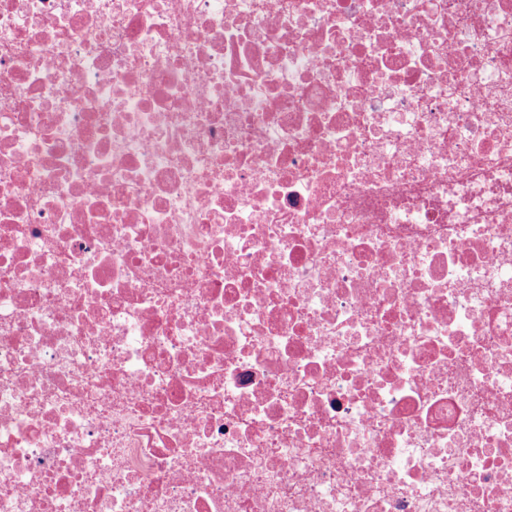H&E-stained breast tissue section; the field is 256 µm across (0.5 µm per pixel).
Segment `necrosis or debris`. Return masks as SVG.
<instances>
[{"label":"necrosis or debris","instance_id":"obj_1","mask_svg":"<svg viewBox=\"0 0 512 512\" xmlns=\"http://www.w3.org/2000/svg\"><path fill=\"white\" fill-rule=\"evenodd\" d=\"M0 512H512V0H0Z\"/></svg>","mask_w":512,"mask_h":512}]
</instances>
